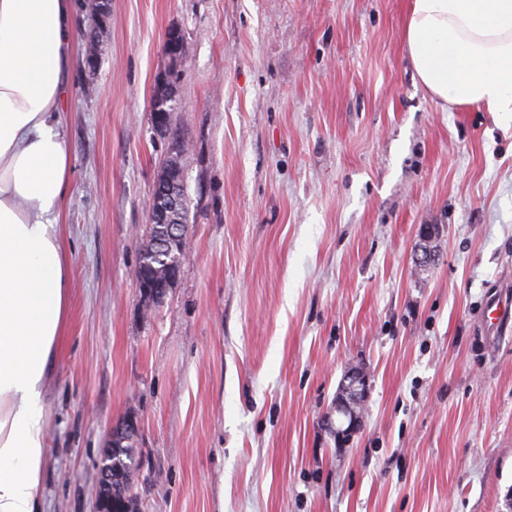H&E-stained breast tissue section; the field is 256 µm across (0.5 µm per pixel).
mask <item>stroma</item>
Listing matches in <instances>:
<instances>
[{
    "mask_svg": "<svg viewBox=\"0 0 512 512\" xmlns=\"http://www.w3.org/2000/svg\"><path fill=\"white\" fill-rule=\"evenodd\" d=\"M409 0H110L76 19L58 219L70 316L47 385L44 512H95L96 460L140 422L137 512H506L512 498V117L443 110ZM190 55L151 123L164 36ZM187 144V246L152 312L131 273ZM434 265L416 267L422 226ZM362 427L336 441L345 372Z\"/></svg>",
    "mask_w": 512,
    "mask_h": 512,
    "instance_id": "1",
    "label": "stroma"
}]
</instances>
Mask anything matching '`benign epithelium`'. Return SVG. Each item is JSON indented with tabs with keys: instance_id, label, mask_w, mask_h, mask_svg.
Returning a JSON list of instances; mask_svg holds the SVG:
<instances>
[{
	"instance_id": "1",
	"label": "benign epithelium",
	"mask_w": 512,
	"mask_h": 512,
	"mask_svg": "<svg viewBox=\"0 0 512 512\" xmlns=\"http://www.w3.org/2000/svg\"><path fill=\"white\" fill-rule=\"evenodd\" d=\"M187 44L181 33L170 30L165 35V54L169 58L171 68L159 76L157 89L153 96L152 119L155 130L164 135L170 129L169 108L175 99V66L177 62H185ZM182 151L169 156L157 177L148 199L149 224L144 252L158 255L163 263L164 275L153 280L136 282L146 306L161 303L177 282L180 273L181 259L172 253V246L183 251L186 248V236L182 221L172 222V213L179 202L181 185L179 178L182 173L180 157ZM343 394L336 406L339 426L336 427L338 441L355 434L361 427V417L348 411L353 406H363L367 390V376L357 367L346 371L342 380ZM140 433V423L132 415L126 416L112 426L110 443L103 449L97 464L98 478L95 485L96 512H112V485L120 477V472L112 468L114 450L120 448L130 434Z\"/></svg>"
}]
</instances>
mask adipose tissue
Here are the masks:
<instances>
[{
  "mask_svg": "<svg viewBox=\"0 0 512 512\" xmlns=\"http://www.w3.org/2000/svg\"><path fill=\"white\" fill-rule=\"evenodd\" d=\"M72 0H0V512H43L46 383L70 309ZM409 61L443 106L512 116V0H410Z\"/></svg>",
  "mask_w": 512,
  "mask_h": 512,
  "instance_id": "1",
  "label": "adipose tissue"
}]
</instances>
